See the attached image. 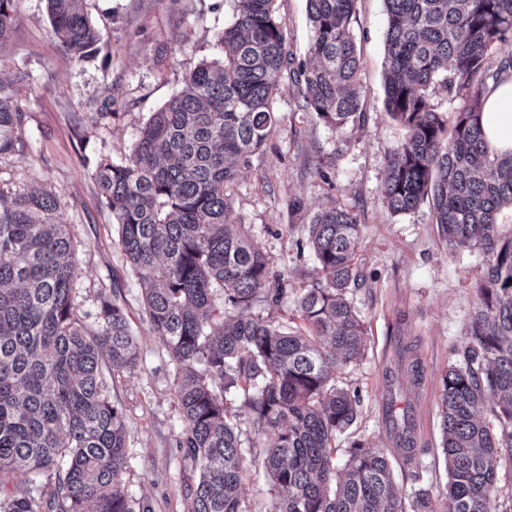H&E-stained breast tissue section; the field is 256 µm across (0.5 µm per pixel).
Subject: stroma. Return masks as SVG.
Instances as JSON below:
<instances>
[{
	"label": "stroma",
	"mask_w": 512,
	"mask_h": 512,
	"mask_svg": "<svg viewBox=\"0 0 512 512\" xmlns=\"http://www.w3.org/2000/svg\"><path fill=\"white\" fill-rule=\"evenodd\" d=\"M296 60L309 61L313 32L306 0H277ZM233 0H88L101 33L96 56L78 63L50 28L46 0H13L18 25L0 48V79L28 72L17 102L27 115L25 155L0 160V185L46 189L58 199L60 220L77 244L74 304L94 323L102 297L116 295L136 338L134 369L108 383L126 424L122 483L150 512H185L198 472L179 447L183 419L176 397L177 364L143 311L137 275L119 243L110 209L92 172L98 161L125 159L141 127L199 62L219 58L217 34L233 19ZM383 0H357L354 37L361 55L363 125L336 128L304 111L293 85L274 102L277 122L261 152L239 169L230 187L237 223L268 255L287 293L260 315L300 325L296 300L316 279L304 243L308 217L329 205L358 213L362 282L349 298L367 330L363 356L337 369L339 386L358 392V417L340 445L358 441L383 451L403 497L427 489L437 512L445 502L447 473L441 451L442 377L466 341L468 319L482 272L478 251L453 249L441 239L428 205L391 214L380 188L389 153L404 137L385 109ZM113 101L114 116L99 111ZM306 203L291 216L289 197ZM413 343L422 378L411 384L400 348ZM408 408L415 426L411 471L386 426L389 401Z\"/></svg>",
	"instance_id": "obj_1"
}]
</instances>
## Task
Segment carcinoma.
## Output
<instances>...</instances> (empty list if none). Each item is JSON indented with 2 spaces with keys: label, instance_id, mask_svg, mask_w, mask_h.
Returning a JSON list of instances; mask_svg holds the SVG:
<instances>
[{
  "label": "carcinoma",
  "instance_id": "1",
  "mask_svg": "<svg viewBox=\"0 0 512 512\" xmlns=\"http://www.w3.org/2000/svg\"><path fill=\"white\" fill-rule=\"evenodd\" d=\"M84 2L47 0L53 33L79 61L100 40ZM276 2L235 0L233 22L217 35L221 57L186 73L125 159L93 171L151 329L178 362L179 446L199 472L187 512H250L228 392L238 416L270 437L258 464L272 481L273 512H436L423 488L406 504L388 457L361 442L336 469V438L357 419L360 397L333 374L366 347L349 300L361 279L358 215L332 206L310 217L321 278L297 298L304 328L244 315L287 292L240 231L227 193L276 122L290 61ZM356 2L307 0L312 63L300 94L337 128L362 118ZM384 2L385 107L405 134L387 161L383 202L393 214L429 203L449 246L483 255L466 345L442 377L444 512H512L496 470L512 463V235L498 224L512 209V153L495 151L481 127L488 95L512 78V0ZM16 25L13 0H0V45ZM27 77L0 80V159L27 147L14 101ZM438 89L467 102L451 126L433 108ZM75 251L52 192L0 188V512H137L120 479L124 415L103 375L132 368L137 347L117 300H103L93 329L78 313ZM388 422L410 461L409 412L392 400Z\"/></svg>",
  "mask_w": 512,
  "mask_h": 512
}]
</instances>
